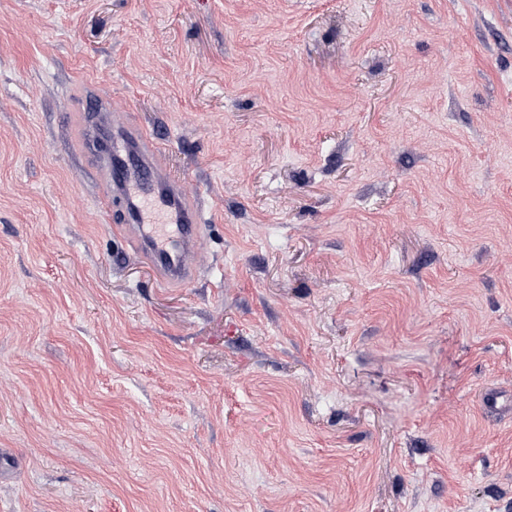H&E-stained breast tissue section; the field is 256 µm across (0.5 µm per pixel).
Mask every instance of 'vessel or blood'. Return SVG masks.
Here are the masks:
<instances>
[{"label":"vessel or blood","instance_id":"obj_1","mask_svg":"<svg viewBox=\"0 0 512 512\" xmlns=\"http://www.w3.org/2000/svg\"><path fill=\"white\" fill-rule=\"evenodd\" d=\"M81 112V153L92 159L91 173L131 254L148 261L160 285L195 284L208 224L205 194L185 196L159 139L143 126L111 122L107 103L94 93Z\"/></svg>","mask_w":512,"mask_h":512}]
</instances>
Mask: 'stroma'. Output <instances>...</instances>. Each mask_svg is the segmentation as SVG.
I'll list each match as a JSON object with an SVG mask.
<instances>
[{
	"label": "stroma",
	"mask_w": 512,
	"mask_h": 512,
	"mask_svg": "<svg viewBox=\"0 0 512 512\" xmlns=\"http://www.w3.org/2000/svg\"><path fill=\"white\" fill-rule=\"evenodd\" d=\"M206 189L159 288L84 87ZM512 0H0V512H512Z\"/></svg>",
	"instance_id": "obj_1"
}]
</instances>
